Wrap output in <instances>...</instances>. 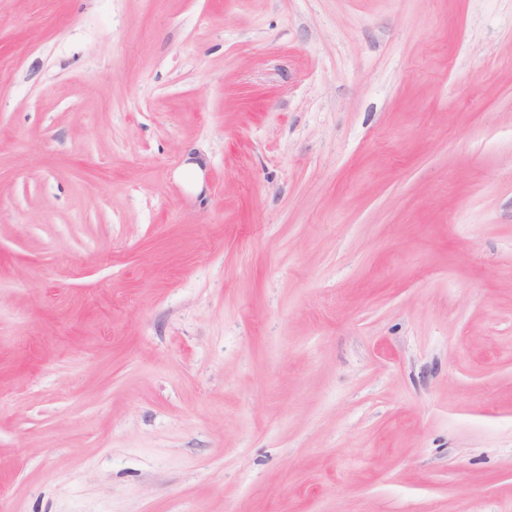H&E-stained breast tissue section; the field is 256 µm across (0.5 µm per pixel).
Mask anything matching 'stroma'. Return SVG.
<instances>
[{"instance_id": "1", "label": "stroma", "mask_w": 512, "mask_h": 512, "mask_svg": "<svg viewBox=\"0 0 512 512\" xmlns=\"http://www.w3.org/2000/svg\"><path fill=\"white\" fill-rule=\"evenodd\" d=\"M0 512H512V0H0Z\"/></svg>"}]
</instances>
